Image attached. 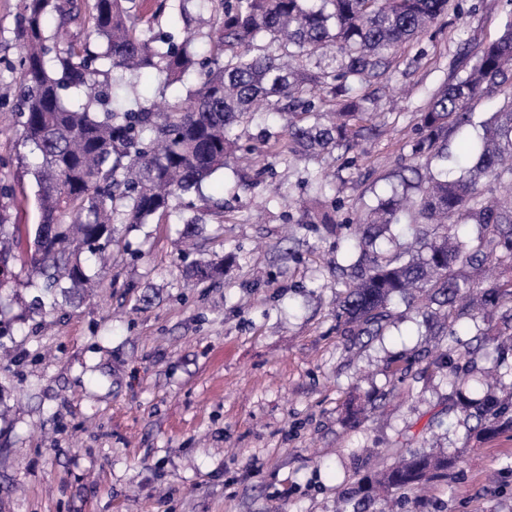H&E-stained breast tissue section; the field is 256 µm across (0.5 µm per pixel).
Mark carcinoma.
<instances>
[{
  "label": "carcinoma",
  "instance_id": "cac0c4a2",
  "mask_svg": "<svg viewBox=\"0 0 512 512\" xmlns=\"http://www.w3.org/2000/svg\"><path fill=\"white\" fill-rule=\"evenodd\" d=\"M160 0L150 16L144 0H21L24 52L10 89L22 141L34 157L38 223L25 230L0 211V262L32 244L21 266L40 295L21 318L56 307L58 296L87 287L106 268L115 225L147 224L170 214L172 201L193 212L181 236L194 237L224 204L201 185L237 152L256 149L231 137L258 114L286 116L288 155L350 150L359 124L371 119L370 98L357 94L382 77L398 49L436 24L453 0H207L210 49L193 35L160 30ZM475 64L429 96L420 113L415 158L448 159L452 136L480 127L475 161L463 175L410 165L400 187L377 205L338 223L337 202L324 187L301 214L302 224L359 227L348 252L350 280L336 318L354 336H378L396 297L446 315L469 318L497 345V379L512 376V201L495 197L512 186V23L475 50ZM152 69L162 88L187 74L186 97L164 105L124 104L131 79ZM502 98L481 122L472 103ZM469 224L477 236L462 235ZM199 282L224 276V260L193 261ZM506 307L501 325L481 327ZM487 433L512 430V400L493 391L463 404ZM457 456L412 453L378 476L381 489H404L447 474Z\"/></svg>",
  "mask_w": 512,
  "mask_h": 512
}]
</instances>
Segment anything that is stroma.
Segmentation results:
<instances>
[{
	"instance_id": "obj_1",
	"label": "stroma",
	"mask_w": 512,
	"mask_h": 512,
	"mask_svg": "<svg viewBox=\"0 0 512 512\" xmlns=\"http://www.w3.org/2000/svg\"><path fill=\"white\" fill-rule=\"evenodd\" d=\"M364 85L377 114L351 152L281 162L280 120L234 127L262 150L215 173L223 200L181 257L179 212L120 227L112 271L88 292L0 337V512H512V431L477 436L452 413L446 368L472 323L448 326L396 300L383 335L336 322L346 241L299 221L310 171L343 212L375 206L409 164L430 94L472 65L465 44L495 40L512 0H455ZM20 0H0V81L11 82ZM19 131L0 134L11 223L38 221ZM223 257V282H191L187 259ZM416 450L453 452L447 478L365 498L367 479Z\"/></svg>"
}]
</instances>
